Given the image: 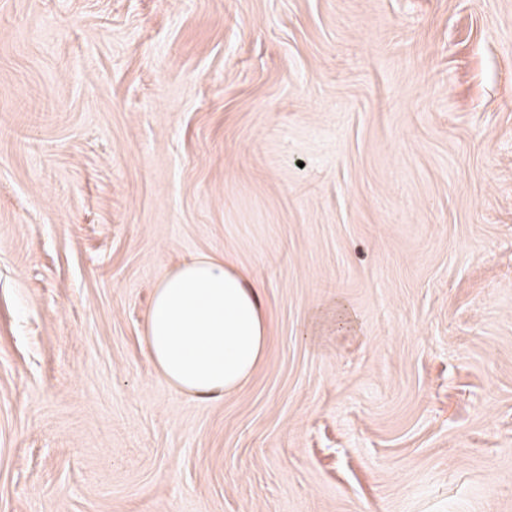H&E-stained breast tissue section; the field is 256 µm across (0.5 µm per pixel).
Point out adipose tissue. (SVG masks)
<instances>
[{
	"label": "adipose tissue",
	"instance_id": "1",
	"mask_svg": "<svg viewBox=\"0 0 512 512\" xmlns=\"http://www.w3.org/2000/svg\"><path fill=\"white\" fill-rule=\"evenodd\" d=\"M267 335L259 284L225 258L200 256L161 280L144 341L167 381L209 400L251 375L264 357Z\"/></svg>",
	"mask_w": 512,
	"mask_h": 512
}]
</instances>
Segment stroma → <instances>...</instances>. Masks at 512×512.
Here are the masks:
<instances>
[{
    "instance_id": "stroma-1",
    "label": "stroma",
    "mask_w": 512,
    "mask_h": 512,
    "mask_svg": "<svg viewBox=\"0 0 512 512\" xmlns=\"http://www.w3.org/2000/svg\"><path fill=\"white\" fill-rule=\"evenodd\" d=\"M202 255L218 400L145 354ZM0 512H512V0H0ZM260 288L224 257L184 262L161 280L148 313L144 341L151 363L203 400L236 389L266 350Z\"/></svg>"
}]
</instances>
